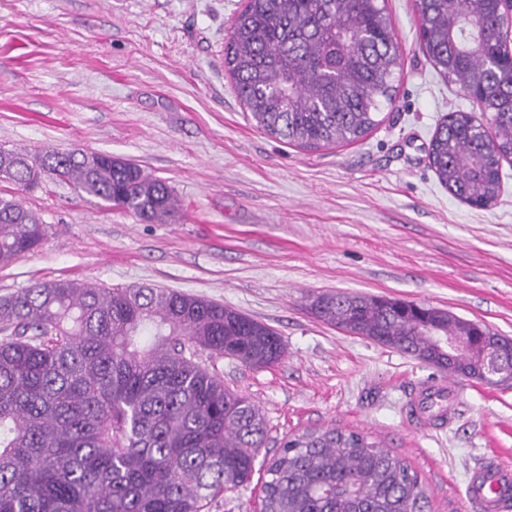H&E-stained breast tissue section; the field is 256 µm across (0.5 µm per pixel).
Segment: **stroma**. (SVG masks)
I'll list each match as a JSON object with an SVG mask.
<instances>
[{
	"instance_id": "1",
	"label": "stroma",
	"mask_w": 512,
	"mask_h": 512,
	"mask_svg": "<svg viewBox=\"0 0 512 512\" xmlns=\"http://www.w3.org/2000/svg\"><path fill=\"white\" fill-rule=\"evenodd\" d=\"M243 0H0V147L101 151L165 180L172 224L45 175L20 194L40 245L0 268V297L38 281L153 285L234 307L274 328L286 356L253 369L200 363L260 407L267 453L308 428L356 430L419 474L431 512H475L468 470L512 461V387L461 380L443 429L406 405L441 371L350 335L308 309L322 292L444 309L512 337V164L484 209L430 168L437 123L479 107L420 50L413 0H384L400 50L395 96L362 139L305 151L258 131L224 69Z\"/></svg>"
}]
</instances>
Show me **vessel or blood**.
<instances>
[{
    "label": "vessel or blood",
    "mask_w": 512,
    "mask_h": 512,
    "mask_svg": "<svg viewBox=\"0 0 512 512\" xmlns=\"http://www.w3.org/2000/svg\"><path fill=\"white\" fill-rule=\"evenodd\" d=\"M457 394V386L443 380L424 386L413 397L408 413L420 420L444 416ZM466 495L477 512H503L512 503V463L490 458L469 470Z\"/></svg>",
    "instance_id": "vessel-or-blood-1"
}]
</instances>
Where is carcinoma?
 Segmentation results:
<instances>
[{"label": "carcinoma", "instance_id": "1", "mask_svg": "<svg viewBox=\"0 0 512 512\" xmlns=\"http://www.w3.org/2000/svg\"><path fill=\"white\" fill-rule=\"evenodd\" d=\"M423 55L484 99L490 133L451 112L431 138L439 182L476 208L498 197L512 162V27L502 0H413ZM399 49L378 0H245L224 67L255 127L306 151L355 142L394 99ZM21 191L50 172L147 224H170L180 203L166 182L96 151H10ZM43 222L0 195V267L39 245ZM309 309L346 333L456 377L497 360L503 336L448 311L354 293H322ZM476 336L471 362L437 337ZM254 369L284 359L270 326L221 303L166 288L37 283L0 298V512H204L264 471L262 512H429L418 473L361 432L336 427L286 437L259 458L260 408L198 361Z\"/></svg>", "mask_w": 512, "mask_h": 512}]
</instances>
